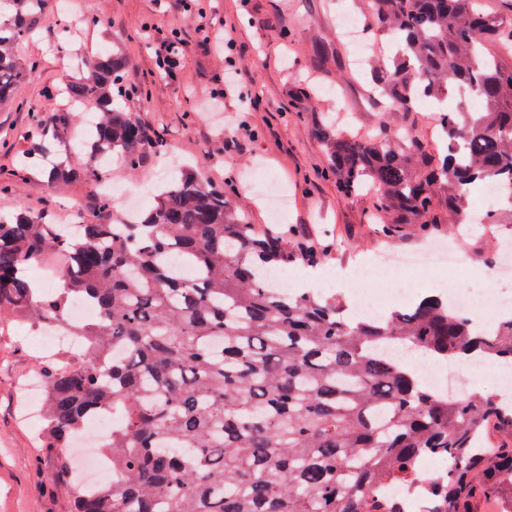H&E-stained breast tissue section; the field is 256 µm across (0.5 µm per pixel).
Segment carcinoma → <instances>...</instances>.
Returning a JSON list of instances; mask_svg holds the SVG:
<instances>
[{
  "label": "carcinoma",
  "instance_id": "obj_1",
  "mask_svg": "<svg viewBox=\"0 0 512 512\" xmlns=\"http://www.w3.org/2000/svg\"><path fill=\"white\" fill-rule=\"evenodd\" d=\"M45 2L0 0L1 111L33 66L14 47L46 20ZM364 21L374 36L400 37L401 58L375 71L378 99L411 112L459 86L484 110L437 114L441 158L417 138L395 147L385 125L362 139L316 123L329 156L323 175L346 195L374 191L372 223L386 237L401 224L431 233L439 192L459 221L476 187L512 195V70L487 49H512V20L482 0H367ZM126 66L124 52H106L66 88L73 104L100 113L85 170L95 181L99 155L134 171L149 145L118 102ZM70 122L69 110L36 119L27 154L46 153L47 134ZM108 208L103 199L81 211L71 237L45 211L0 210V330L14 320L57 323L83 343L81 362L43 367V447L57 455L75 512H402L378 490L412 485L425 456L454 464L426 479L428 512H470L502 485L512 492V407L478 393L437 395L389 353L512 365V316L479 332L448 302L424 298L353 320L328 296L268 284L271 269L314 264L325 249L288 247L282 231L259 229L230 193L190 170L133 224L111 223ZM56 253L68 273L36 297L29 271ZM75 297L99 320L67 322ZM105 412L120 420L102 446L119 479L91 488L74 475L64 442Z\"/></svg>",
  "mask_w": 512,
  "mask_h": 512
}]
</instances>
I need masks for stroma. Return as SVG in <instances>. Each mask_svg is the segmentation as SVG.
<instances>
[{
  "label": "stroma",
  "mask_w": 512,
  "mask_h": 512,
  "mask_svg": "<svg viewBox=\"0 0 512 512\" xmlns=\"http://www.w3.org/2000/svg\"><path fill=\"white\" fill-rule=\"evenodd\" d=\"M214 7L239 47L235 57L246 90L258 104L242 111L236 94L222 107L202 101L224 87V58L190 47L180 67L159 77L154 46L145 25L193 34V20L172 0H47L46 21L16 46L18 54L35 60L16 94L20 109L0 112V185L13 195L0 197V209L15 206L38 212L52 210L68 222L72 208L91 209L98 201L96 181L84 177L88 155L81 132L88 111L75 112L71 127L55 141L56 160L79 170L78 178L51 183L32 169L22 171L20 158L28 148L34 114L63 108L62 88L69 77L85 71L89 61L120 49L128 57L125 83L138 86L124 107L162 142L135 171L120 162L106 166L109 183L129 187L149 208L172 161L191 164L212 184L232 188L234 206L251 223L266 224L270 215L251 184L273 177L288 197L281 228L298 230L302 240L327 246L326 264L348 269L375 252L411 253L426 242L416 225H403L392 237L374 233L369 222L373 196L347 197L323 172L328 157L313 133L316 119L334 121L338 130L367 135L380 122L390 129L416 132L426 151L443 148L425 123L423 110L399 112L374 100L370 75L359 71L336 26V15L355 10L354 0H199ZM463 236L462 275H449L451 285L481 297L479 318L491 319L495 280L489 258H503L512 245V207L498 206L486 224L439 225L435 236ZM43 352L30 326L0 332V512H74V502L57 475L54 456L40 446V407L27 399V382L38 372Z\"/></svg>",
  "instance_id": "1"
}]
</instances>
